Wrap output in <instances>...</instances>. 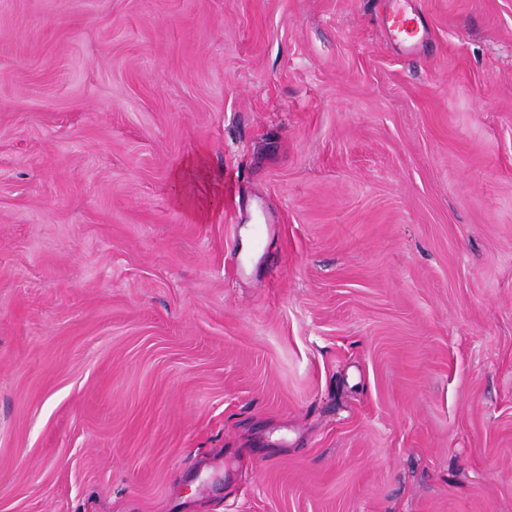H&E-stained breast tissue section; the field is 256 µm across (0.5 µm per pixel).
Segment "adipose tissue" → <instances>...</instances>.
<instances>
[{
  "mask_svg": "<svg viewBox=\"0 0 512 512\" xmlns=\"http://www.w3.org/2000/svg\"><path fill=\"white\" fill-rule=\"evenodd\" d=\"M206 156V148H198L173 170L169 183L173 204L199 222L209 219L224 195L222 187L211 183Z\"/></svg>",
  "mask_w": 512,
  "mask_h": 512,
  "instance_id": "obj_1",
  "label": "adipose tissue"
}]
</instances>
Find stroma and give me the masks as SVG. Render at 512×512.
I'll list each match as a JSON object with an SVG mask.
<instances>
[{"mask_svg":"<svg viewBox=\"0 0 512 512\" xmlns=\"http://www.w3.org/2000/svg\"><path fill=\"white\" fill-rule=\"evenodd\" d=\"M384 2L0 0V512H512V0ZM388 29L394 32L402 42L408 46H415L420 41L419 34L416 32L413 19L403 12L393 9L392 13L386 12L384 17ZM206 156L207 149L198 148L173 170L169 183L173 204L186 210L198 222L209 219L212 210L222 202L224 195L222 185L210 186ZM201 185L208 186V189L199 191Z\"/></svg>","mask_w":512,"mask_h":512,"instance_id":"obj_1","label":"stroma"}]
</instances>
